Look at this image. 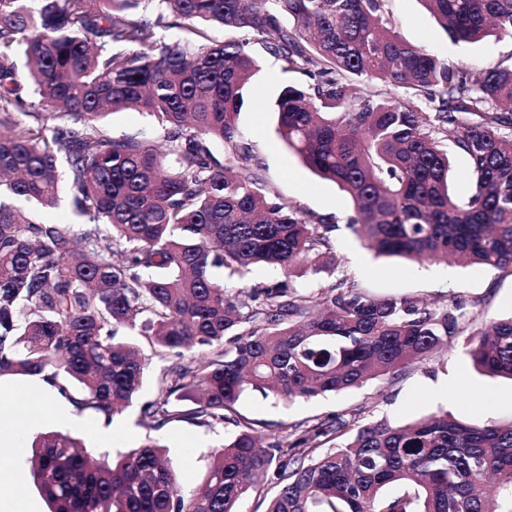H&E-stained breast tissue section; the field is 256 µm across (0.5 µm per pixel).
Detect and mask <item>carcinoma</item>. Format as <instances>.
I'll list each match as a JSON object with an SVG mask.
<instances>
[{"mask_svg":"<svg viewBox=\"0 0 512 512\" xmlns=\"http://www.w3.org/2000/svg\"><path fill=\"white\" fill-rule=\"evenodd\" d=\"M389 2L0 0V377L41 375L109 422L159 362L139 406L147 431L237 427L188 492L149 434L93 458L76 437L40 433L31 477L50 512H239L249 493L263 512H512V423H363L345 409L288 443L236 415L248 392L360 388L463 336L479 371L512 379V316L476 328L463 298H377L338 280L316 302L285 282L245 302L214 275L332 263L336 226L258 187L237 123L257 45L309 79L282 89L278 131L350 196L369 249L512 272V65L476 77L404 41ZM421 2L454 42L512 38V0ZM170 16L230 36L168 43ZM126 109L156 119L165 151L101 130ZM447 144L474 175L463 198L448 191ZM63 165L78 235L16 205L57 206Z\"/></svg>","mask_w":512,"mask_h":512,"instance_id":"obj_1","label":"carcinoma"}]
</instances>
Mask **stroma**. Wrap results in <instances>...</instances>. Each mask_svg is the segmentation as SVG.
Masks as SVG:
<instances>
[{
    "label": "stroma",
    "instance_id": "obj_1",
    "mask_svg": "<svg viewBox=\"0 0 512 512\" xmlns=\"http://www.w3.org/2000/svg\"><path fill=\"white\" fill-rule=\"evenodd\" d=\"M396 27L406 40L425 46L448 62L480 71L490 64L512 62V40L491 38L479 44L450 40L420 0H392ZM306 76L283 71L279 61L264 56L261 71L253 78L238 117L242 135L253 145L261 163L259 186L293 201L306 216L323 217L336 224L331 235L333 266L322 273L285 272L263 266L244 276H225L224 285L236 291L273 281L287 282L298 292L315 296L328 285L344 279L369 294L426 295L444 302L459 295L475 302L479 323L512 314V273L477 265L446 261L411 262L401 257L375 255L349 229L354 215L351 198L335 183L321 179L288 149L277 132L276 98L283 87L302 86ZM103 130L114 138L136 137L162 144L163 131L149 115L126 110L108 115ZM345 408L361 409L362 421L386 419L407 423L445 410L457 419L476 424L512 421V380L476 371L464 342H456L421 362L409 365L396 378L376 379L361 388L320 399H298L285 404L257 392L245 394L236 409L254 423L265 437H288L318 420ZM235 430L233 423L206 428L174 420L158 430L170 448L184 489L198 486L209 464L208 450L223 443ZM30 446L0 445V469L15 476L14 490L34 512H49L32 483Z\"/></svg>",
    "mask_w": 512,
    "mask_h": 512
}]
</instances>
